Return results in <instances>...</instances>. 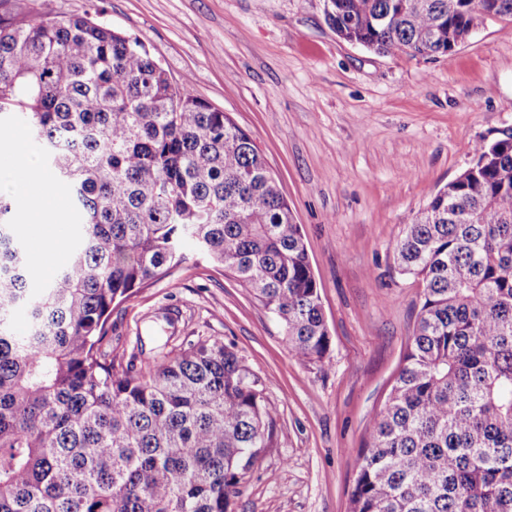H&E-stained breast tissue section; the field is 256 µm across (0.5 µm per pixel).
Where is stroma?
<instances>
[{
    "label": "stroma",
    "mask_w": 512,
    "mask_h": 512,
    "mask_svg": "<svg viewBox=\"0 0 512 512\" xmlns=\"http://www.w3.org/2000/svg\"><path fill=\"white\" fill-rule=\"evenodd\" d=\"M15 13L102 9L137 36L184 93L228 113L264 155L293 207L317 279L331 346L325 362L288 351L280 322L237 281L186 247L173 273L114 309L112 354L147 367L158 345L219 338L265 383L276 443L234 512H349L357 455L385 403L419 310L420 279L392 247L475 146L512 128V20L481 25L451 56L380 55L340 39L330 0H10ZM71 201L16 210L63 228L31 262L38 287L66 262Z\"/></svg>",
    "instance_id": "35a3bbf8"
}]
</instances>
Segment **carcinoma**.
<instances>
[{
    "label": "carcinoma",
    "instance_id": "1",
    "mask_svg": "<svg viewBox=\"0 0 512 512\" xmlns=\"http://www.w3.org/2000/svg\"><path fill=\"white\" fill-rule=\"evenodd\" d=\"M6 2L0 130L39 143L78 229L34 290L0 196V512H232L275 444L262 380L221 339L137 370L112 358L108 321L190 242L282 323L291 354L324 362L294 210L250 136L184 94L139 38L88 13L19 19ZM479 8L512 19V0H331L327 19L349 43L435 58ZM393 256L423 288L350 512H512V129L431 195Z\"/></svg>",
    "mask_w": 512,
    "mask_h": 512
}]
</instances>
